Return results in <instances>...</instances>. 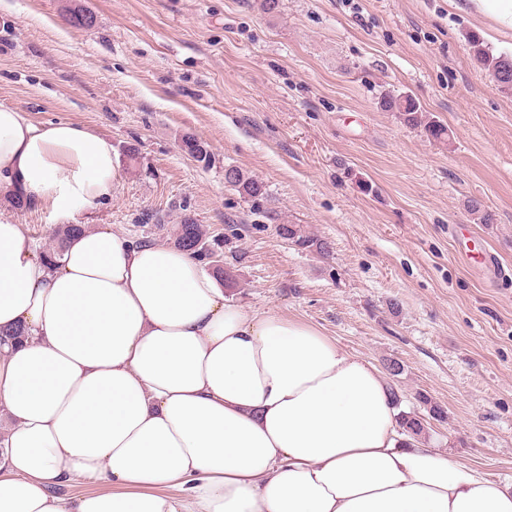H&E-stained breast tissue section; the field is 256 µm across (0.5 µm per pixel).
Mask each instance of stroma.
<instances>
[{"instance_id":"35a3bbf8","label":"stroma","mask_w":512,"mask_h":512,"mask_svg":"<svg viewBox=\"0 0 512 512\" xmlns=\"http://www.w3.org/2000/svg\"><path fill=\"white\" fill-rule=\"evenodd\" d=\"M0 0V107L72 122L109 141L110 200L70 221L172 245L184 214L204 224L236 277L231 302L320 330L351 353L403 367L401 408L445 411L428 440L512 486V94L466 41L512 55V31L460 0ZM96 25L67 24L65 6ZM410 94L442 142L381 109ZM205 142L201 163L183 136ZM236 167L267 192L253 208L225 184ZM478 200L493 217L479 223ZM159 223H142L143 214ZM37 248L61 219L12 207ZM298 224L319 255L281 239ZM279 237L301 250L313 251L320 254L329 252L327 241L311 237L298 224H280L276 227Z\"/></svg>"}]
</instances>
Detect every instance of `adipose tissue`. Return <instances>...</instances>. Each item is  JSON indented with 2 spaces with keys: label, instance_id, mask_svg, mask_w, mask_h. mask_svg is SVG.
Here are the masks:
<instances>
[{
  "label": "adipose tissue",
  "instance_id": "ef3b65f1",
  "mask_svg": "<svg viewBox=\"0 0 512 512\" xmlns=\"http://www.w3.org/2000/svg\"><path fill=\"white\" fill-rule=\"evenodd\" d=\"M112 146L0 108V195L110 199ZM0 512H512V487L403 433L370 361L230 302L182 250L102 227L58 266L0 221ZM92 487L58 495L73 480Z\"/></svg>",
  "mask_w": 512,
  "mask_h": 512
}]
</instances>
